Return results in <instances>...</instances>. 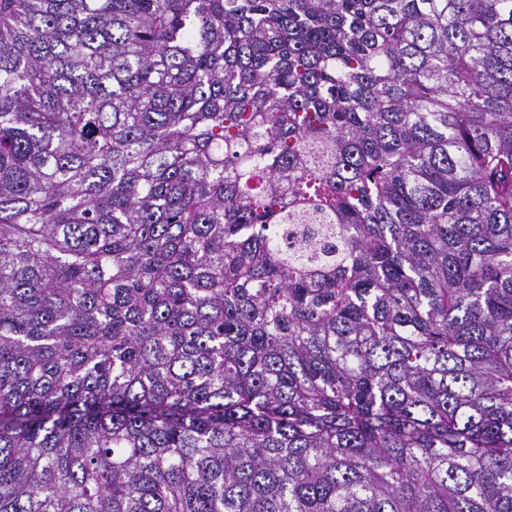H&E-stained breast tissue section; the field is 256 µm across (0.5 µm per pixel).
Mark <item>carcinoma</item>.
I'll return each mask as SVG.
<instances>
[{
  "label": "carcinoma",
  "mask_w": 512,
  "mask_h": 512,
  "mask_svg": "<svg viewBox=\"0 0 512 512\" xmlns=\"http://www.w3.org/2000/svg\"><path fill=\"white\" fill-rule=\"evenodd\" d=\"M0 512H512V0H0Z\"/></svg>",
  "instance_id": "1"
}]
</instances>
